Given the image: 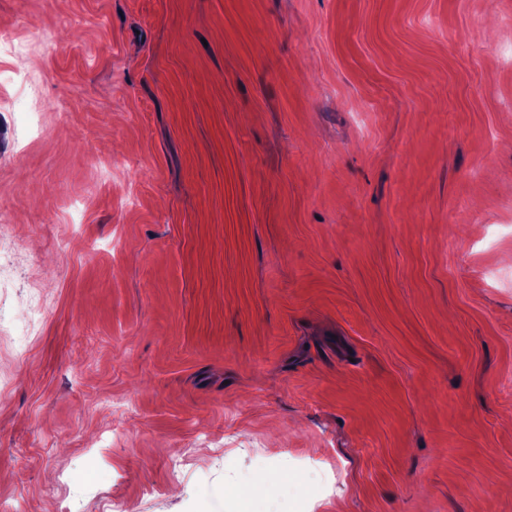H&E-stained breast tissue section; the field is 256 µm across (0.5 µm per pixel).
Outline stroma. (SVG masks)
Segmentation results:
<instances>
[{"mask_svg": "<svg viewBox=\"0 0 512 512\" xmlns=\"http://www.w3.org/2000/svg\"><path fill=\"white\" fill-rule=\"evenodd\" d=\"M1 34L50 309L0 338V501L242 512L254 441L334 457L298 512H512V0H0Z\"/></svg>", "mask_w": 512, "mask_h": 512, "instance_id": "35a3bbf8", "label": "stroma"}]
</instances>
